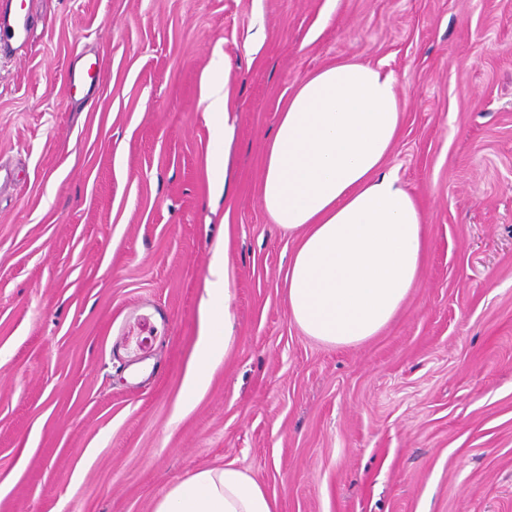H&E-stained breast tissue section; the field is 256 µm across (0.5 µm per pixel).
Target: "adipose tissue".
<instances>
[{
    "mask_svg": "<svg viewBox=\"0 0 512 512\" xmlns=\"http://www.w3.org/2000/svg\"><path fill=\"white\" fill-rule=\"evenodd\" d=\"M231 76L221 57L202 82L218 191L227 188L223 147L233 135ZM403 108L393 73L341 61L298 81L266 144L261 202L296 237L284 276L288 314L306 336L328 345L353 346L379 334L422 272V208L384 168ZM231 264L228 248L215 250L186 383L189 402L207 389L235 339ZM153 512H277V503L262 483L227 463L172 484Z\"/></svg>",
    "mask_w": 512,
    "mask_h": 512,
    "instance_id": "adipose-tissue-1",
    "label": "adipose tissue"
}]
</instances>
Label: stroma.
Masks as SVG:
<instances>
[{"instance_id": "35a3bbf8", "label": "stroma", "mask_w": 512, "mask_h": 512, "mask_svg": "<svg viewBox=\"0 0 512 512\" xmlns=\"http://www.w3.org/2000/svg\"><path fill=\"white\" fill-rule=\"evenodd\" d=\"M0 58V512H152L232 462L278 512H512V0H40ZM232 64L229 194L202 79ZM97 60L96 83L70 86ZM394 73L386 166L430 247L394 321L336 347L290 319L293 237L258 193L298 80ZM228 245L235 340L184 409Z\"/></svg>"}]
</instances>
